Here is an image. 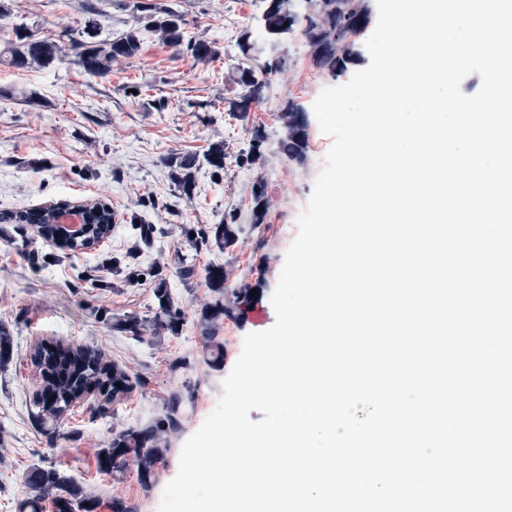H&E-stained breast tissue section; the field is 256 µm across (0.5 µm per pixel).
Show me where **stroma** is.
Listing matches in <instances>:
<instances>
[{
  "mask_svg": "<svg viewBox=\"0 0 512 512\" xmlns=\"http://www.w3.org/2000/svg\"><path fill=\"white\" fill-rule=\"evenodd\" d=\"M85 2L0 0L5 12L0 43L13 40L15 28L26 27L67 50L48 68L0 65V212L70 198L104 202L114 215L108 238L67 254L33 225L0 223V328L13 338L12 358L0 365V512H18L28 493L25 475L35 464L55 466L81 486L97 499V512H111L116 496L135 512H159L181 447L215 409L244 337L275 323L271 296L298 235L297 218L332 145L313 118L302 161L285 158L277 145V115L291 100L312 109L324 88L347 83L370 63L366 38L358 36L346 75L330 78L313 64L303 34L288 35L278 47L287 59L284 70L242 121L229 114L227 102L240 92L238 69L260 61L259 55H242L238 42L254 29L261 0H163L184 15L189 35L214 42L219 56L200 62L164 44L157 33L143 31L140 53L113 59L102 77L85 74L68 51L69 34L83 27ZM136 2L98 0L102 36L141 28ZM256 124L267 134L256 164L240 166L232 159L219 179L200 170L191 197L174 192L166 167L170 156L203 155L216 140L225 141L234 156L247 148ZM257 184L267 203L265 222L258 226L251 221ZM232 209L245 226L234 249L192 251L184 227L219 223ZM134 219L159 228L153 242L138 246L130 226ZM135 247L140 250L136 276L124 281L102 267V259L123 257ZM189 254L196 275L187 284L179 268ZM213 265L224 266L229 286L245 283L255 291L249 304L221 323L226 358L220 371L202 359L200 313L212 298L207 271ZM161 280L185 314L178 331H148L138 338L116 328V321L129 315L151 317ZM46 341L101 351L127 371L134 391L103 414L95 411L96 399L82 400L56 428H43L33 415L40 376L30 353ZM176 395L182 398L180 427L169 437L170 451L152 488H141L135 466L111 475L101 471L97 455L113 433L151 423Z\"/></svg>",
  "mask_w": 512,
  "mask_h": 512,
  "instance_id": "stroma-1",
  "label": "stroma"
}]
</instances>
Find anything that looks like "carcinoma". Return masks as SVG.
<instances>
[{
  "mask_svg": "<svg viewBox=\"0 0 512 512\" xmlns=\"http://www.w3.org/2000/svg\"><path fill=\"white\" fill-rule=\"evenodd\" d=\"M266 7L263 15L257 19L256 27L264 40L279 43L288 34L300 30L311 50L312 58L318 68L336 79L343 75L353 59L349 49L340 44L351 37L358 36L368 25L369 16L364 0H305L307 9L298 11L297 0H264ZM140 9L145 27L158 33L164 42L174 48L185 47L198 61L207 62L219 55L213 43L204 39L185 40L186 25L181 12L170 5L155 0H143ZM88 17L79 32V38L71 41L76 61L82 70L90 76H104L109 71L112 59L134 57L141 49V36L137 28L124 31L115 36L100 38L95 16L97 9L85 8ZM64 48L49 37H40L34 32L15 31V40L6 43L0 49V64L14 68H47L62 60ZM286 59L272 53L259 65L258 69H242L238 75L241 86L239 95L228 102V111L239 119L248 118L249 112L263 98L271 77L281 71ZM282 133L278 140V149L290 159L303 156L306 149V131L308 128L306 111L298 103L288 102L279 112ZM266 139L265 130L253 126L249 150L241 152L236 162L252 165L261 158L260 148ZM228 153L222 141L209 144L203 156L184 154L173 155L167 160L171 183L181 194L191 197L195 189L196 174L201 164H206L213 172L224 171ZM88 214L92 218L87 237L100 242L112 232V212L105 206L91 208ZM266 214V204L262 185H256L253 192L252 224H261ZM0 221L8 224H39L42 236L54 239L56 225L53 223V211L29 210L0 213ZM241 225L237 224L236 213L229 211L224 220L213 224L200 233L186 232L187 238L196 246L215 247L221 251L234 247L238 243ZM224 268L208 270V282L214 298L202 311V330L204 335L205 363L214 371L224 368V337L219 335L220 322L234 314L232 308L224 304V294L231 293L236 304L249 302L251 288L226 286ZM158 311L153 318L146 320L137 316H128L117 322L122 330L134 336L142 337L145 327L154 331L174 332L183 319V311L176 307L168 289H155ZM32 364L39 370L42 378L40 395L36 397L37 419L46 423V419H58L71 409L83 395L98 391L101 403L97 408L105 412L108 405L124 398L133 390L128 373L118 365L110 364L103 354L83 346L65 345L60 342L41 343L30 353ZM121 386H116V383ZM181 398L174 397L163 415L153 423L143 427H129L112 434L108 447L98 453L99 467L104 472L121 471L133 462L137 466L140 481L144 489L152 486V478L158 464L162 463L168 451V434L180 426L179 408ZM25 484L32 495L19 504V512H43L45 497L52 496L55 512H95L96 503L85 495L83 489L69 478L61 475L54 467L35 465L25 475Z\"/></svg>",
  "mask_w": 512,
  "mask_h": 512,
  "instance_id": "carcinoma-1",
  "label": "carcinoma"
}]
</instances>
